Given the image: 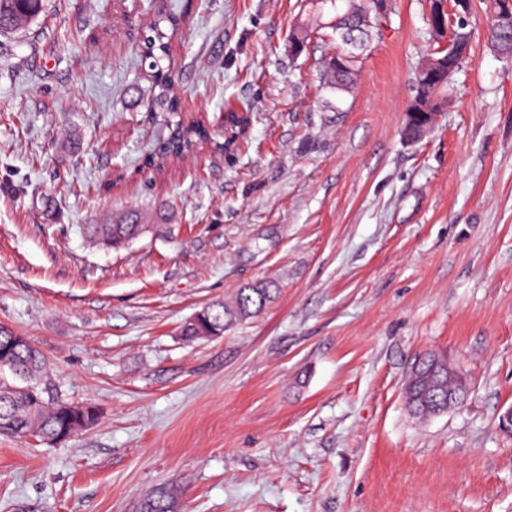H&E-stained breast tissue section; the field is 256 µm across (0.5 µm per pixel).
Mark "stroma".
Instances as JSON below:
<instances>
[{"mask_svg":"<svg viewBox=\"0 0 512 512\" xmlns=\"http://www.w3.org/2000/svg\"><path fill=\"white\" fill-rule=\"evenodd\" d=\"M488 4L410 141L425 0H392L346 93L322 33L289 49L309 0H165L170 95L212 126L244 113L247 133L161 167L143 164L166 131L149 0H44L0 35V326L99 411L61 444L0 435V512H136L160 486L183 512H512V57ZM134 207L163 227L118 249L82 231ZM262 280L270 308L184 339ZM429 350L472 393L419 423L401 387ZM356 63L350 65L349 69L337 70L326 64V77L329 87L336 92H344L350 89L356 80L357 69Z\"/></svg>","mask_w":512,"mask_h":512,"instance_id":"1","label":"stroma"}]
</instances>
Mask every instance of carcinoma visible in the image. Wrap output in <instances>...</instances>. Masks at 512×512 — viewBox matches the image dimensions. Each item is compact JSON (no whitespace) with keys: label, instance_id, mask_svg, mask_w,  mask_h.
Here are the masks:
<instances>
[{"label":"carcinoma","instance_id":"1","mask_svg":"<svg viewBox=\"0 0 512 512\" xmlns=\"http://www.w3.org/2000/svg\"><path fill=\"white\" fill-rule=\"evenodd\" d=\"M372 5L371 0H312L310 12L316 25L329 28L334 34L352 32L362 34V20ZM43 11V0H0V21L7 24L5 33H13L37 21ZM166 22L177 31V18L160 15L152 35L143 42V53L151 60L155 70V97L158 111L167 115L169 134L160 138L152 153L146 158L148 166H159L170 155L187 153L213 140L203 122L180 117L178 105L169 95L168 69L160 61L167 56L165 33L160 24ZM488 40L501 54H512V28L501 31L488 29ZM329 87L336 92L350 89L356 80L357 69L337 70L326 66ZM448 88V83L431 85L425 80L415 81L413 101L429 106L431 98ZM86 234L94 241L111 248H121L146 231L144 213L130 209L104 224H87ZM279 288L272 281H264L238 289L229 301H215L187 323L182 331L187 341H196L224 334L226 328L243 322L263 311L274 301ZM10 349L9 361H0V421H10V426L0 431L2 435L25 437L34 434L45 443L54 445L71 439L83 429L82 420L89 417L84 405H76L50 394L42 386L48 361L23 336L0 327V349ZM418 365L409 368L402 385L405 406L410 415L425 419V412L437 405L448 407V388L469 386L461 374L448 375V356L443 352L427 351L416 357ZM178 495L167 487L152 491L138 507V512H178Z\"/></svg>","mask_w":512,"mask_h":512}]
</instances>
